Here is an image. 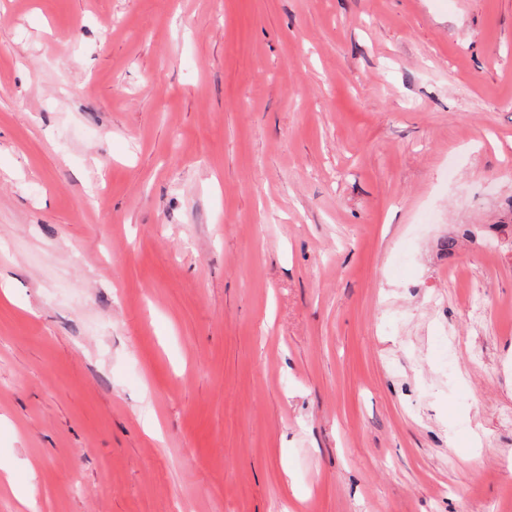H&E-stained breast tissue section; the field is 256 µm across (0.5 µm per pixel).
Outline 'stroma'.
Instances as JSON below:
<instances>
[{"label": "stroma", "instance_id": "35a3bbf8", "mask_svg": "<svg viewBox=\"0 0 512 512\" xmlns=\"http://www.w3.org/2000/svg\"><path fill=\"white\" fill-rule=\"evenodd\" d=\"M497 222L512 0H0V512H512ZM19 463L9 457V456H0V476H4L10 482L12 490L14 493L28 506L34 500V487L29 486L26 489H21L14 484V474L18 468Z\"/></svg>", "mask_w": 512, "mask_h": 512}]
</instances>
